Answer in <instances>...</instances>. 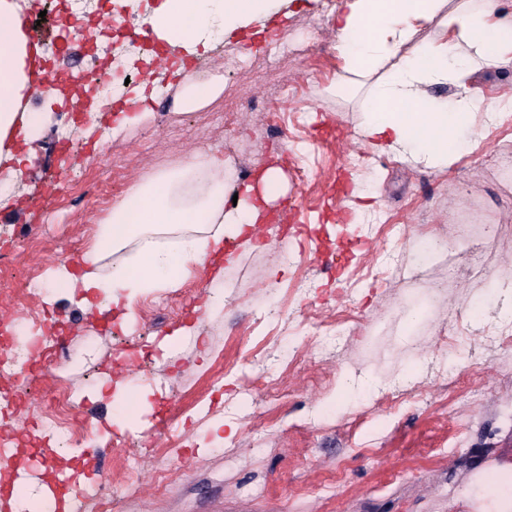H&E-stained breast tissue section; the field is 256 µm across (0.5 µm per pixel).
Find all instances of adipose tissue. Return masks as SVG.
I'll use <instances>...</instances> for the list:
<instances>
[{"label":"adipose tissue","mask_w":512,"mask_h":512,"mask_svg":"<svg viewBox=\"0 0 512 512\" xmlns=\"http://www.w3.org/2000/svg\"><path fill=\"white\" fill-rule=\"evenodd\" d=\"M448 0H340L335 48L346 72L367 80V145L373 151L445 169L458 158L457 145L473 112L487 121L497 113L470 85L480 66L512 65V19L493 7L476 11L467 0L447 12ZM274 0H159L149 16L133 15L163 33L174 55L193 56L214 34L260 22ZM30 0H0V208L21 196L22 166L36 153V123L29 102V39L21 23ZM440 19L445 38L416 46L398 58L421 24ZM452 82L459 98L433 97L431 85ZM288 190L281 168H266L239 184L234 165L218 154L172 164L141 179L111 213L98 218L82 255L81 273L59 263L52 280L80 289L84 305L133 317L136 297L175 286L192 267L206 266L225 241H263L258 226ZM236 204H229V197ZM112 258L104 274L100 264Z\"/></svg>","instance_id":"adipose-tissue-1"}]
</instances>
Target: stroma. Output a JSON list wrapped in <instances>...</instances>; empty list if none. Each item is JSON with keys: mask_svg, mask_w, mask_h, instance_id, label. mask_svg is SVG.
Segmentation results:
<instances>
[{"mask_svg": "<svg viewBox=\"0 0 512 512\" xmlns=\"http://www.w3.org/2000/svg\"><path fill=\"white\" fill-rule=\"evenodd\" d=\"M339 0H286L276 16L295 58L266 81L224 66L238 54L262 61L264 44L222 33L203 53L223 72L224 91L246 102L232 125L210 122L223 99L195 111L164 112L146 102L150 119L105 118L85 154L59 162L67 106L32 99L39 118L38 156L22 184L66 166L68 176L37 216L0 210V270L17 284L60 262L79 261L92 218L113 207L147 173L194 155L205 140L252 181L266 164L288 175L287 224L262 234L263 249L235 246L224 264V308L189 317L207 296L210 270L179 287L138 298L135 318L113 326L84 314L66 288L48 297L50 319L67 325L63 356L70 371L73 417L123 439L104 447V473L88 482L111 487L116 512H512V487L493 486L487 469L512 473V322L499 316L495 282L512 283V112L494 126L484 114L464 136L459 158L433 169L363 147L366 90L343 69L335 49ZM322 17L315 36L305 28ZM294 96L281 95L284 86ZM127 157L113 168V154ZM473 210L465 234L485 240L484 262L456 281L458 212ZM36 227L22 245L21 227ZM307 224L321 239L353 242L351 256L324 271L314 242L286 235ZM471 314L449 319L452 306ZM200 340L185 339L170 356L130 367L128 355L186 322ZM126 379L127 408L94 402L86 392L103 372ZM167 400L170 420L151 432L153 409ZM124 416L125 427L111 425ZM224 422L223 440L209 432Z\"/></svg>", "mask_w": 512, "mask_h": 512, "instance_id": "1", "label": "stroma"}]
</instances>
